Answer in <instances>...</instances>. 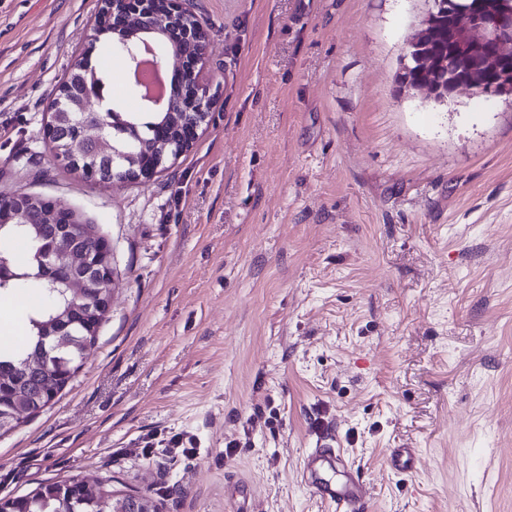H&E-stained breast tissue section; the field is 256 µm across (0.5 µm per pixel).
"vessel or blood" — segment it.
<instances>
[{
  "mask_svg": "<svg viewBox=\"0 0 512 512\" xmlns=\"http://www.w3.org/2000/svg\"><path fill=\"white\" fill-rule=\"evenodd\" d=\"M389 466L401 473L414 472L417 451L413 448H393L387 456ZM343 465V459L328 440H320L309 454L304 468V481L316 488L317 492L335 502L339 512H360L363 500V486L349 478L338 482L330 479V472Z\"/></svg>",
  "mask_w": 512,
  "mask_h": 512,
  "instance_id": "b4317fda",
  "label": "vessel or blood"
}]
</instances>
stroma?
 I'll return each instance as SVG.
<instances>
[{"label": "stroma", "instance_id": "stroma-1", "mask_svg": "<svg viewBox=\"0 0 512 512\" xmlns=\"http://www.w3.org/2000/svg\"><path fill=\"white\" fill-rule=\"evenodd\" d=\"M188 5L217 100L108 184L43 137L99 0H0V199L69 209L115 271L76 377L0 437V499L101 475L159 512H336L302 480L330 431L363 512H512V99L401 86L434 0ZM417 454V449L414 448H391L388 452L387 461L395 471L412 473L416 467Z\"/></svg>", "mask_w": 512, "mask_h": 512}]
</instances>
